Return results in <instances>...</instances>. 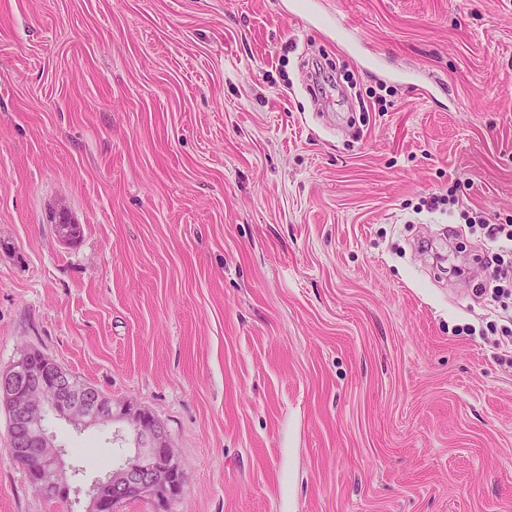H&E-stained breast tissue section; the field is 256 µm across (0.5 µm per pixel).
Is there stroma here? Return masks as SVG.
Masks as SVG:
<instances>
[{"instance_id":"stroma-1","label":"stroma","mask_w":512,"mask_h":512,"mask_svg":"<svg viewBox=\"0 0 512 512\" xmlns=\"http://www.w3.org/2000/svg\"><path fill=\"white\" fill-rule=\"evenodd\" d=\"M467 209L512 224V0H0V369L160 419L170 512H512ZM46 425L69 499L0 408V512L133 450Z\"/></svg>"}]
</instances>
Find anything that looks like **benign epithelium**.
<instances>
[{
    "label": "benign epithelium",
    "mask_w": 512,
    "mask_h": 512,
    "mask_svg": "<svg viewBox=\"0 0 512 512\" xmlns=\"http://www.w3.org/2000/svg\"><path fill=\"white\" fill-rule=\"evenodd\" d=\"M73 379L55 362L29 370L17 364L0 370V405L8 413L12 436L33 449L45 473H37L34 485L43 496L60 499L71 491L62 450L44 429L49 410L77 427H88L117 420L129 424L128 434L134 451L112 467L92 489V512H118L131 498H150L157 512H166L168 503L182 490V475L176 465L171 443L163 424L153 416L129 406L116 408L95 387H84V401L97 405L90 414L72 397Z\"/></svg>",
    "instance_id": "benign-epithelium-1"
}]
</instances>
